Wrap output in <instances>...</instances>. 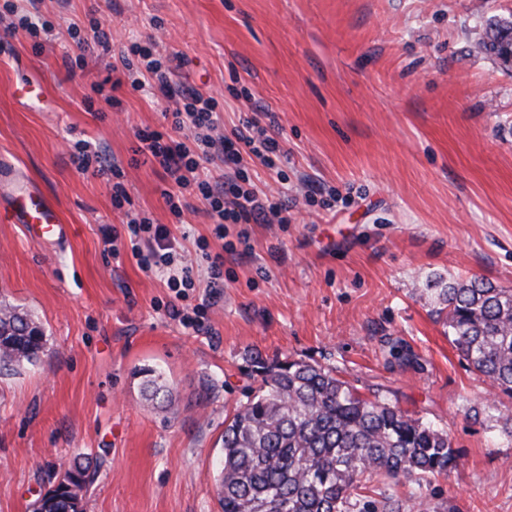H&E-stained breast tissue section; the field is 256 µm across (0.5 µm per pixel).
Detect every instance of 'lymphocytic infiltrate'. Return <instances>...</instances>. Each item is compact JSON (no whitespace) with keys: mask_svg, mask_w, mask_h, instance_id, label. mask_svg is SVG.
I'll return each instance as SVG.
<instances>
[{"mask_svg":"<svg viewBox=\"0 0 512 512\" xmlns=\"http://www.w3.org/2000/svg\"><path fill=\"white\" fill-rule=\"evenodd\" d=\"M120 63L113 87H120L125 81L135 90L147 85L157 89L165 99L178 101L170 113L169 131L138 132L134 150L143 163L161 167L170 178L171 183L162 189L161 196L174 216H181L198 201L204 204L219 234L228 224L287 223V200L256 189L243 167L247 155L269 168L286 158L287 151L278 132L246 117L233 138L220 135L222 120L215 100L196 89L176 86L173 60L160 53L155 43H132L121 53ZM216 159L222 161L224 172L214 177L206 174L205 165ZM72 160L81 171L112 175L115 208H122L128 202L123 170L105 151L80 140L73 145ZM143 239L148 241V248H140ZM107 241L115 253L123 243H130L140 268L167 274L168 287H194V270L191 265L181 263L178 241L165 225L136 215L128 219L125 230H111Z\"/></svg>","mask_w":512,"mask_h":512,"instance_id":"1","label":"lymphocytic infiltrate"}]
</instances>
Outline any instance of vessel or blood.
<instances>
[{"mask_svg":"<svg viewBox=\"0 0 512 512\" xmlns=\"http://www.w3.org/2000/svg\"><path fill=\"white\" fill-rule=\"evenodd\" d=\"M11 221L24 225L28 236L39 242L66 237L67 225L48 199L37 189L24 187L12 199Z\"/></svg>","mask_w":512,"mask_h":512,"instance_id":"obj_1","label":"vessel or blood"}]
</instances>
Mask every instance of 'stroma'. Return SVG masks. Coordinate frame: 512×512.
<instances>
[{
  "mask_svg": "<svg viewBox=\"0 0 512 512\" xmlns=\"http://www.w3.org/2000/svg\"><path fill=\"white\" fill-rule=\"evenodd\" d=\"M40 40L0 29V209L33 181L69 226L32 242L0 222V303L32 314L36 362L0 375V512H32L74 460L95 477L83 512H220L215 463L224 418L254 387L250 357L337 367L361 393L445 427L458 469L425 491L449 512H512V444L487 403L512 413L468 371L417 290L427 279L484 277L512 287V67L480 51L481 26L512 0H43ZM99 19L113 53L154 39L183 65L177 83L215 96L231 135L274 113L288 161L246 160L252 181L287 193L284 224H228L204 205L175 218L161 168L134 161L136 134L167 129L152 88L96 85L109 59L78 47L71 25ZM44 85L36 108L16 83ZM93 108H85V101ZM124 170L130 208L166 225L196 286L185 297L112 256V178L80 172L76 140ZM336 191L334 207L320 188ZM224 256L212 298L199 243ZM199 308L183 325L172 307ZM161 369L172 408L146 400Z\"/></svg>",
  "mask_w": 512,
  "mask_h": 512,
  "instance_id": "35a3bbf8",
  "label": "stroma"
}]
</instances>
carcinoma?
Masks as SVG:
<instances>
[{"label": "carcinoma", "instance_id": "carcinoma-1", "mask_svg": "<svg viewBox=\"0 0 512 512\" xmlns=\"http://www.w3.org/2000/svg\"><path fill=\"white\" fill-rule=\"evenodd\" d=\"M486 21L480 48L504 64L501 32ZM436 294L448 339L482 382L512 397V288L441 277ZM44 333L28 315L0 305V372L34 363ZM259 387L224 422L216 494L221 512H414L424 489L457 467L448 431L407 415L394 402L361 395L337 370L304 360L254 358ZM147 399L169 402L162 372L149 368ZM91 482L88 466L65 470L56 495L33 512H83L66 485Z\"/></svg>", "mask_w": 512, "mask_h": 512}]
</instances>
